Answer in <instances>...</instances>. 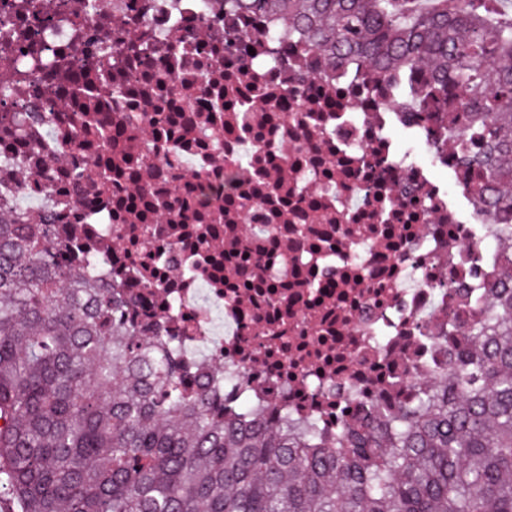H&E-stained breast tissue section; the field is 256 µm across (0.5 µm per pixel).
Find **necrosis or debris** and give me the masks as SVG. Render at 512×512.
<instances>
[{
	"instance_id": "obj_1",
	"label": "necrosis or debris",
	"mask_w": 512,
	"mask_h": 512,
	"mask_svg": "<svg viewBox=\"0 0 512 512\" xmlns=\"http://www.w3.org/2000/svg\"><path fill=\"white\" fill-rule=\"evenodd\" d=\"M1 22L24 77L0 85V208L102 257L115 322L205 360L225 412L329 442L447 367L503 266L456 101L325 68L224 0H0Z\"/></svg>"
}]
</instances>
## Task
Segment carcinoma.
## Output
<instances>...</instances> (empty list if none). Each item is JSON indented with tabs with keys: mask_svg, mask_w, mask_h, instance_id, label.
I'll return each instance as SVG.
<instances>
[{
	"mask_svg": "<svg viewBox=\"0 0 512 512\" xmlns=\"http://www.w3.org/2000/svg\"><path fill=\"white\" fill-rule=\"evenodd\" d=\"M288 28L329 67L419 70L459 97L463 160L499 216L504 265L471 296L448 369L332 442L185 386L131 305L58 260L42 215L0 211V487L22 512H512V11L503 0H226Z\"/></svg>",
	"mask_w": 512,
	"mask_h": 512,
	"instance_id": "carcinoma-1",
	"label": "carcinoma"
}]
</instances>
